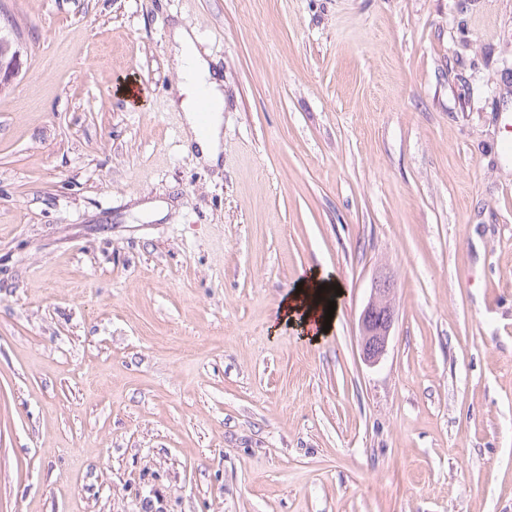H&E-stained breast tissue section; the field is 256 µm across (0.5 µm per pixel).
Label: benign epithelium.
I'll list each match as a JSON object with an SVG mask.
<instances>
[{"mask_svg": "<svg viewBox=\"0 0 512 512\" xmlns=\"http://www.w3.org/2000/svg\"><path fill=\"white\" fill-rule=\"evenodd\" d=\"M10 15L0 10V89L12 83L21 66L22 47L15 36ZM395 282L391 275L379 272L372 281L371 298L360 320V351L365 362L377 363L385 354L396 319L392 296Z\"/></svg>", "mask_w": 512, "mask_h": 512, "instance_id": "1", "label": "benign epithelium"}]
</instances>
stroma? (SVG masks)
<instances>
[{"instance_id": "35a3bbf8", "label": "stroma", "mask_w": 512, "mask_h": 512, "mask_svg": "<svg viewBox=\"0 0 512 512\" xmlns=\"http://www.w3.org/2000/svg\"><path fill=\"white\" fill-rule=\"evenodd\" d=\"M0 6V512H512V0ZM311 267L345 287L315 345L275 326ZM16 26L10 15L0 10V89L12 83L21 66L22 47L15 36ZM170 41L171 63L182 78L180 94L188 89L204 91L211 106L207 131L201 133L198 115L191 107H186L185 101L181 102L187 146H192L198 162L217 168L222 152L224 82L219 75L214 74L210 61L196 49L193 30L181 24H173L170 28ZM394 290V279L388 273L381 271L373 278L371 298L359 320L360 351L369 364L377 363L387 350L396 319Z\"/></svg>"}]
</instances>
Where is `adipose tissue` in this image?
I'll use <instances>...</instances> for the list:
<instances>
[{
	"label": "adipose tissue",
	"mask_w": 512,
	"mask_h": 512,
	"mask_svg": "<svg viewBox=\"0 0 512 512\" xmlns=\"http://www.w3.org/2000/svg\"><path fill=\"white\" fill-rule=\"evenodd\" d=\"M171 63L179 73L182 89L204 91L211 106L207 130H200L199 118L192 108L184 110V132L198 162L217 167L221 161L222 127L224 125V84L208 59L195 47L193 30L175 24L170 28ZM301 291L288 293L281 301L279 324H292L302 330L306 340L318 343L323 336L325 311L329 300L335 299L337 281L320 269H310L302 278Z\"/></svg>",
	"instance_id": "ef3b65f1"
}]
</instances>
